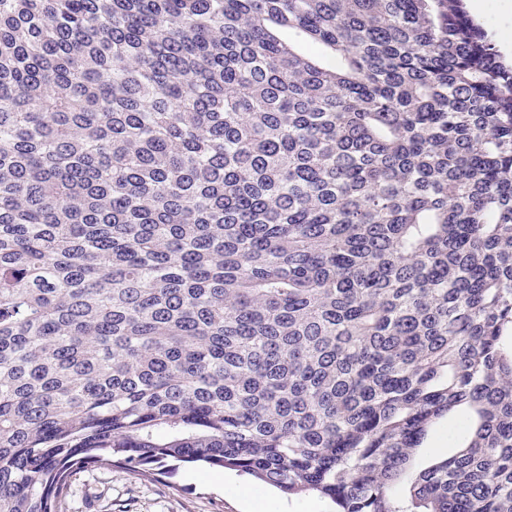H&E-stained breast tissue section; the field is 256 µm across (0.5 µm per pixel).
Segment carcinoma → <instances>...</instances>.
Instances as JSON below:
<instances>
[{
    "label": "carcinoma",
    "mask_w": 512,
    "mask_h": 512,
    "mask_svg": "<svg viewBox=\"0 0 512 512\" xmlns=\"http://www.w3.org/2000/svg\"><path fill=\"white\" fill-rule=\"evenodd\" d=\"M171 461L512 512V64L462 0H0V512ZM446 430H448V419L445 418L434 426L424 444V448L420 449L414 459L412 469L414 473L425 468L435 459L448 456V452L453 448H448V441L445 438Z\"/></svg>",
    "instance_id": "carcinoma-1"
}]
</instances>
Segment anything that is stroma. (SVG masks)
Wrapping results in <instances>:
<instances>
[{"label":"stroma","instance_id":"1","mask_svg":"<svg viewBox=\"0 0 512 512\" xmlns=\"http://www.w3.org/2000/svg\"><path fill=\"white\" fill-rule=\"evenodd\" d=\"M66 512H328L312 494L286 496L259 481L200 464L146 480L122 467L81 472L72 478ZM253 490L243 496L241 487Z\"/></svg>","mask_w":512,"mask_h":512}]
</instances>
